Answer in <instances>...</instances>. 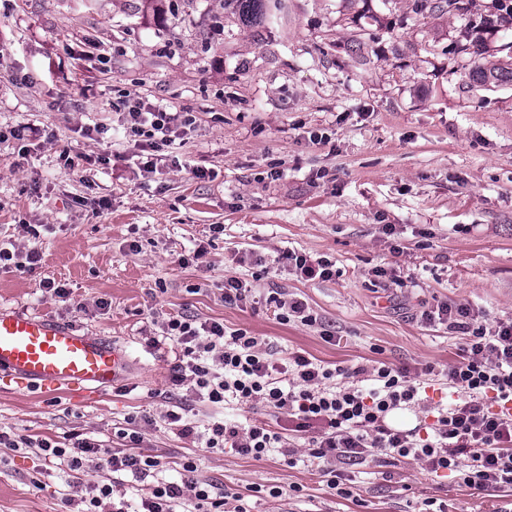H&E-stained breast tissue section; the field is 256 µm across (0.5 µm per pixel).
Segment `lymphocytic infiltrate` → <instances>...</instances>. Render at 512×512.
Segmentation results:
<instances>
[{
	"label": "lymphocytic infiltrate",
	"mask_w": 512,
	"mask_h": 512,
	"mask_svg": "<svg viewBox=\"0 0 512 512\" xmlns=\"http://www.w3.org/2000/svg\"><path fill=\"white\" fill-rule=\"evenodd\" d=\"M112 109L121 114L126 136L141 138L153 152L143 164L147 172L156 168V154L191 122L188 113L131 92L113 101ZM421 318L448 326L462 340L456 359L444 369L384 360L331 368L299 351L278 360L248 330L229 332L220 322L169 317L149 343L174 350L171 385L187 387L198 401L212 405L262 406L286 424L275 429L258 420L222 419L201 430L174 409L166 410L164 420L181 437L203 442L206 451L257 460L275 451L291 468L297 459L290 437H307L308 461L329 489L346 497L352 494L346 466L383 457L417 464L435 476L450 471L483 490L512 487V319L489 323L471 306L448 301L424 310ZM436 382L453 389L448 406L430 410L415 427L395 426L394 417L419 408ZM153 424L149 417L129 418L117 431L127 445L123 451L75 433L60 442L0 430V446L37 449L77 473L98 460L101 468L130 477L141 492L140 512H247L239 493L198 479L194 459L183 462L181 479H158L159 457L137 450Z\"/></svg>",
	"instance_id": "lymphocytic-infiltrate-1"
}]
</instances>
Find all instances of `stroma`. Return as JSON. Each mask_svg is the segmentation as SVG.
Masks as SVG:
<instances>
[{
	"mask_svg": "<svg viewBox=\"0 0 512 512\" xmlns=\"http://www.w3.org/2000/svg\"><path fill=\"white\" fill-rule=\"evenodd\" d=\"M411 5L288 0L287 16L262 27L224 0H0V127L43 132L0 151V242L41 254L33 270L0 269V308L105 337L132 360L90 396L0 377V429L78 431L119 448L114 430L128 417L159 419L180 403L206 419L209 406L172 387L173 355L147 343L169 316L248 330L278 359L303 350L328 364L437 367L460 338L422 321L425 307L448 300L512 318V85L464 89L455 50L475 41L485 64L512 60V25L476 29ZM125 92L193 118L155 172L115 129L112 102ZM200 247L202 262L181 264ZM288 251L329 257L339 275L304 282L255 262ZM230 276L250 288L246 301L225 303ZM46 280L69 300L43 292ZM278 293L305 299L319 324L277 318ZM141 450L162 457L167 479L198 458L199 478L240 493L248 512H419L427 498L447 512H512V491L387 461L348 467L354 495L343 498L311 464L207 452L160 420ZM90 479L134 498L97 465L77 475L37 450L0 447V512H67L65 494ZM256 483L301 493L274 500Z\"/></svg>",
	"mask_w": 512,
	"mask_h": 512,
	"instance_id": "35a3bbf8",
	"label": "stroma"
}]
</instances>
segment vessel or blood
<instances>
[{
	"instance_id": "vessel-or-blood-1",
	"label": "vessel or blood",
	"mask_w": 512,
	"mask_h": 512,
	"mask_svg": "<svg viewBox=\"0 0 512 512\" xmlns=\"http://www.w3.org/2000/svg\"><path fill=\"white\" fill-rule=\"evenodd\" d=\"M126 351L45 315L0 309V375L44 392H97L122 379Z\"/></svg>"
}]
</instances>
